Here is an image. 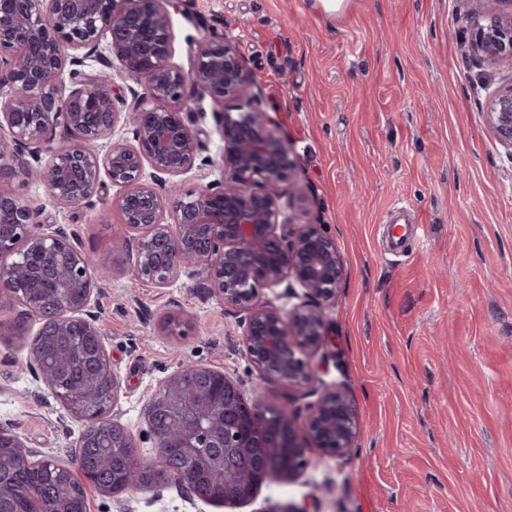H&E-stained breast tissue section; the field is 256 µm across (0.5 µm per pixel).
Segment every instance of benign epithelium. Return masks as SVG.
<instances>
[{"instance_id":"obj_1","label":"benign epithelium","mask_w":512,"mask_h":512,"mask_svg":"<svg viewBox=\"0 0 512 512\" xmlns=\"http://www.w3.org/2000/svg\"><path fill=\"white\" fill-rule=\"evenodd\" d=\"M484 8L474 24L471 49L488 61L512 62V14L499 13L497 0H481ZM160 0H0V163L17 160L26 175L39 181L62 208H78L95 196L104 180L122 189L115 200L123 230L138 233L133 272L155 288H166L184 276L201 280L224 303L245 313V347L258 371L290 385L311 382V358L324 342V305L335 298L343 265L334 241L317 224H287L282 213L281 182L292 169L291 148L268 129L235 45L202 43L197 63L184 73L169 64L170 14ZM110 56L107 69L84 77L81 66L92 56ZM119 75L146 79L126 111L113 93L112 60ZM197 98L219 102L228 96L245 101L237 113L215 112L223 142L222 180L200 183L178 200L172 222H166L163 192H179L173 178L201 159L200 141L175 105L186 101V88ZM486 122L512 155V85L488 102ZM132 127L133 143L117 134V125ZM61 125L75 140L53 146L48 133ZM152 172L144 175L145 166ZM42 209L31 201L0 191V313L20 308L15 319H0V333L25 337L27 362L35 378L61 400L67 413L85 427L80 448L115 436L133 446L130 432L108 412L89 408L101 393L116 402L120 379L100 339L93 311L98 283L112 276L108 257L94 260L77 245V233L40 219ZM44 282L40 300L25 295L34 276ZM285 286L297 303L283 312L263 290ZM38 324L29 335L25 324ZM78 323L91 343L86 351L92 373L61 397L52 373L40 366L42 338L67 336ZM197 371L224 382V373L206 367L178 368L149 398L146 423L157 441L156 459L141 463L132 455L128 470L164 469L193 502L198 492L168 463L191 456L206 435L215 443L224 435V401L206 390L195 403L180 395L186 374ZM310 417L300 422L288 404L267 407L257 394L252 411H271L281 432L273 445L285 449L288 462H267L266 470L293 479L313 454L343 458L353 447L355 415L340 386L318 391ZM15 448L30 461H60L29 449L20 435L0 426V455ZM230 467L212 468L222 483L229 474L249 473L240 458Z\"/></svg>"}]
</instances>
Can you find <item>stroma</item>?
Segmentation results:
<instances>
[{
  "label": "stroma",
  "mask_w": 512,
  "mask_h": 512,
  "mask_svg": "<svg viewBox=\"0 0 512 512\" xmlns=\"http://www.w3.org/2000/svg\"><path fill=\"white\" fill-rule=\"evenodd\" d=\"M470 0H178L171 65L190 72L199 43L235 44L260 89L270 128L291 146L283 216L318 224L344 266L324 308L326 343L311 385L262 377L244 345V316L196 282L153 288L132 267L135 233L120 213L100 220L118 187L60 209L19 163L0 190L78 232L87 255L112 257L96 309L121 380L114 415L136 454L154 456L145 406L178 367L224 372L246 401L264 392L306 419L312 388L340 385L357 434L344 458L313 456L302 476L274 475L252 500L189 505L159 482L114 497L89 490L92 512H512V154L485 121L512 64L472 55ZM240 99H204L193 128L211 165L181 175L182 192L219 179L214 113ZM418 234L392 253L398 208ZM0 426L67 460L82 422L26 366L21 340L0 336Z\"/></svg>",
  "instance_id": "1"
}]
</instances>
